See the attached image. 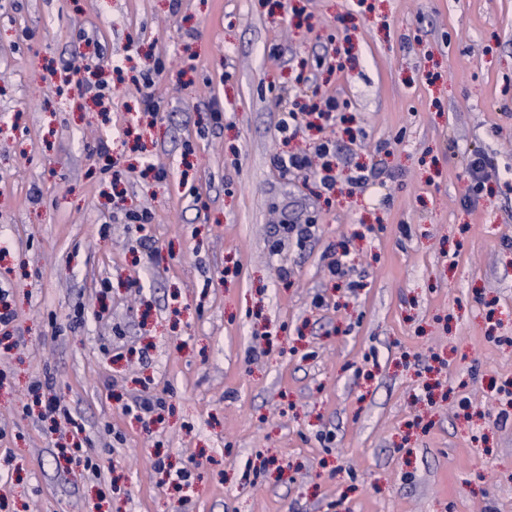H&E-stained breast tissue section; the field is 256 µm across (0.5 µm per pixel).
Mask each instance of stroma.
Segmentation results:
<instances>
[{
	"instance_id": "obj_1",
	"label": "stroma",
	"mask_w": 512,
	"mask_h": 512,
	"mask_svg": "<svg viewBox=\"0 0 512 512\" xmlns=\"http://www.w3.org/2000/svg\"><path fill=\"white\" fill-rule=\"evenodd\" d=\"M5 310L0 512H512V0H0ZM313 113L314 112H296L295 110H289L283 113L279 124V131L282 134L285 144H288L289 140L295 137L303 122H305L306 127H311L312 123L307 121V117ZM277 167L286 176L288 173L309 171L316 184L325 193L332 192L336 187V172L330 163L313 165L311 157L307 153L286 151L280 154L276 160Z\"/></svg>"
}]
</instances>
